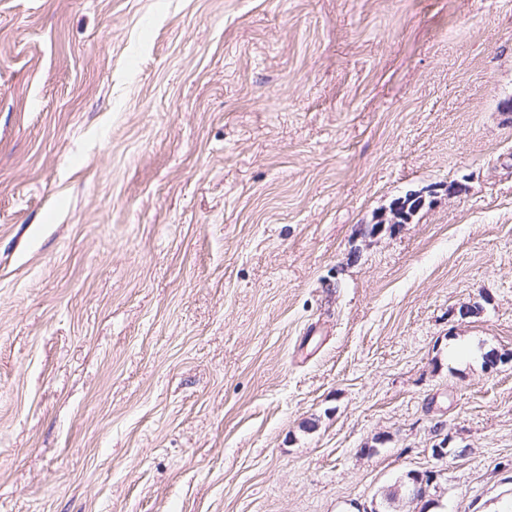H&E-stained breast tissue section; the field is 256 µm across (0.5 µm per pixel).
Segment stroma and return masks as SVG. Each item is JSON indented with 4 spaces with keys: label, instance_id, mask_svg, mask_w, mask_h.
Listing matches in <instances>:
<instances>
[{
    "label": "stroma",
    "instance_id": "35a3bbf8",
    "mask_svg": "<svg viewBox=\"0 0 512 512\" xmlns=\"http://www.w3.org/2000/svg\"><path fill=\"white\" fill-rule=\"evenodd\" d=\"M511 99L512 0H0V512H512Z\"/></svg>",
    "mask_w": 512,
    "mask_h": 512
}]
</instances>
